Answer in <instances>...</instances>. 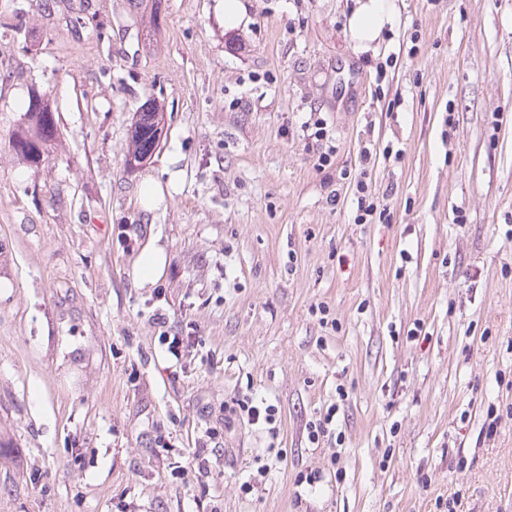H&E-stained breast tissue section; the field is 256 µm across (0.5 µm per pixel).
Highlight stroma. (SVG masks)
Returning a JSON list of instances; mask_svg holds the SVG:
<instances>
[{
    "mask_svg": "<svg viewBox=\"0 0 512 512\" xmlns=\"http://www.w3.org/2000/svg\"><path fill=\"white\" fill-rule=\"evenodd\" d=\"M215 5L150 36L132 0H0V512H512V0H395L367 51L355 0ZM34 92L36 168L9 147ZM366 147L387 224L355 220ZM216 8L224 17V27L232 30L246 25L247 6L245 0H217ZM33 94L23 121L12 133L10 144L18 157L37 165L43 160L48 147L56 140L58 129L54 112L48 103L37 97L36 93ZM35 98H38L36 103ZM137 112L136 120L131 128V136L124 165L134 162L140 166L143 161L151 158L159 146L161 137V116L158 108L149 102L144 104ZM179 180V171H173L164 184L162 181L148 174L141 182L137 202L141 209L151 213L165 206L167 197H171V191L175 192ZM166 264V254L156 240H150L132 267L133 280L141 287L154 286L161 277Z\"/></svg>",
    "mask_w": 512,
    "mask_h": 512,
    "instance_id": "obj_1",
    "label": "stroma"
}]
</instances>
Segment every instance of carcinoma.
Listing matches in <instances>:
<instances>
[{
    "instance_id": "1",
    "label": "carcinoma",
    "mask_w": 512,
    "mask_h": 512,
    "mask_svg": "<svg viewBox=\"0 0 512 512\" xmlns=\"http://www.w3.org/2000/svg\"><path fill=\"white\" fill-rule=\"evenodd\" d=\"M161 113L149 103L141 107L131 128V136L124 162L139 166L151 158L160 143ZM58 134L54 112L46 101H29L23 121L12 133V149L15 154L31 164H39L41 155L56 140Z\"/></svg>"
}]
</instances>
